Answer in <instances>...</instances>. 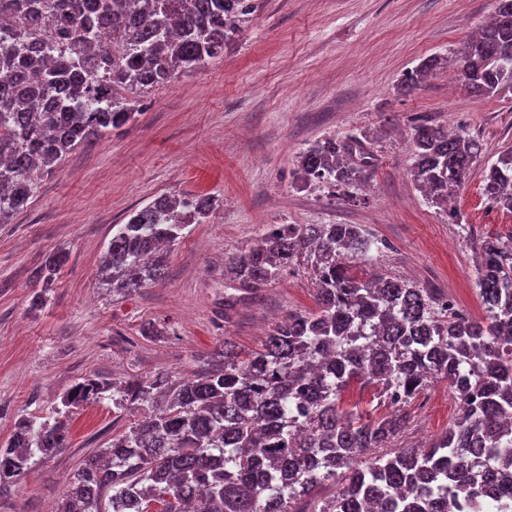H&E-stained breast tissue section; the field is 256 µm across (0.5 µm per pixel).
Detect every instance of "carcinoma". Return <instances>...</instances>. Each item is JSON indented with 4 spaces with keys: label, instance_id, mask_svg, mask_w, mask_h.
I'll list each match as a JSON object with an SVG mask.
<instances>
[{
    "label": "carcinoma",
    "instance_id": "1",
    "mask_svg": "<svg viewBox=\"0 0 512 512\" xmlns=\"http://www.w3.org/2000/svg\"><path fill=\"white\" fill-rule=\"evenodd\" d=\"M0 0V224L32 196L42 172L77 145L126 125L133 112L114 96L173 82L224 54L254 0ZM107 20L117 31L98 42ZM439 65L429 58L403 74L413 88ZM471 96L512 85V0L471 32L456 56ZM483 151L465 132L420 124L412 138L415 186L448 202ZM362 142L326 138L298 160L306 185L354 189L371 165ZM484 195L512 211V147L489 167ZM210 196L155 197L117 227L103 283L116 295L161 280L163 246L209 216ZM374 242L357 224H273L260 244L228 258L226 281L239 296L276 280L298 256L313 266L317 310L294 313L243 357L223 343L215 367L189 379L165 376L111 386L87 378L63 394L54 422L21 415L0 443V500L11 497L40 459L67 447L72 410L112 392L144 414L73 475L59 512H144L164 496L165 512H482L476 468L493 459L487 486L502 482L497 512H512V239L478 248L477 282L485 314L451 312V303L410 281H362L347 256ZM65 262L46 258L51 285ZM432 379L448 382L459 416L431 444L394 448L407 427L403 407ZM354 383L380 387L392 408L363 420L343 409ZM332 488L326 499L316 493Z\"/></svg>",
    "mask_w": 512,
    "mask_h": 512
}]
</instances>
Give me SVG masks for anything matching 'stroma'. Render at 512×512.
I'll use <instances>...</instances> for the list:
<instances>
[{"label":"stroma","mask_w":512,"mask_h":512,"mask_svg":"<svg viewBox=\"0 0 512 512\" xmlns=\"http://www.w3.org/2000/svg\"><path fill=\"white\" fill-rule=\"evenodd\" d=\"M223 55L174 82L129 95L133 119L80 144L51 171L11 223L0 224V442L15 416L49 415L86 378L123 383L192 377L223 341L260 347L292 312L317 308L312 266L298 259L256 296L225 309L226 257L247 251L273 224H357L379 243L353 271L391 276L447 296L479 317L475 251L512 239V212L483 194L487 167L512 146V93L476 99L449 63L494 0H255ZM447 59L422 87L407 70ZM461 129L483 154L449 203L428 202L409 171L417 125ZM365 140L373 156L356 202L321 184L301 185L298 154L327 137ZM210 195L206 221L168 248L164 278L117 296L98 267L115 232L160 194ZM66 263L50 289L47 256ZM156 327L153 336L145 327ZM398 446L444 432L458 414L447 382L405 408ZM141 415L111 400L73 410L68 444L41 460L0 512L58 507L84 461Z\"/></svg>","instance_id":"35a3bbf8"}]
</instances>
